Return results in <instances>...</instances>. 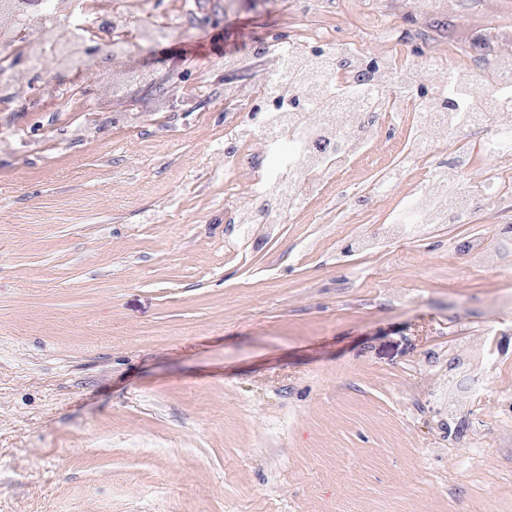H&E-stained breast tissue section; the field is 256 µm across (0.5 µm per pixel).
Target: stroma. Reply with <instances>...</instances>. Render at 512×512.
<instances>
[{
  "instance_id": "1",
  "label": "stroma",
  "mask_w": 512,
  "mask_h": 512,
  "mask_svg": "<svg viewBox=\"0 0 512 512\" xmlns=\"http://www.w3.org/2000/svg\"><path fill=\"white\" fill-rule=\"evenodd\" d=\"M200 2L134 48L142 84L49 66L34 108L0 112V512H512V257L458 250L512 224V201L347 252L448 162L367 193L408 151L404 117L276 237L235 223L228 185L275 157L235 151L249 117L225 87L264 83L306 27L376 60L389 45L366 0ZM391 16L424 64L489 18L512 29V0ZM167 72L186 105L165 112ZM114 81L119 106L62 96Z\"/></svg>"
}]
</instances>
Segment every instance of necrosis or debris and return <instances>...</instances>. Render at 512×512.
<instances>
[{"label":"necrosis or debris","instance_id":"obj_1","mask_svg":"<svg viewBox=\"0 0 512 512\" xmlns=\"http://www.w3.org/2000/svg\"><path fill=\"white\" fill-rule=\"evenodd\" d=\"M87 6L88 0H41L36 24L24 19L18 24L20 31L31 34L26 48L29 57L79 51L80 34L67 20ZM134 17L142 20L131 38L136 43L151 45L171 34L168 24L153 20L151 0H114L106 46L113 69L129 68L126 56L118 54L116 47L131 40L126 31ZM442 68L448 71L449 83L480 98L482 108L441 110L437 97H417V67L404 53L393 52L374 68L360 40L342 44L317 30L305 31L300 43L290 45L278 57L265 83L252 89L226 88V95L241 111L268 114L259 126L235 129L233 137L239 147L271 145L281 139L296 142L287 168L275 177L281 186V201L268 204L259 188L238 191L237 223L259 224L266 235L277 234L282 217L315 195L324 179L364 155L383 123L407 113L413 115L417 132L406 163L422 168L445 146L450 156L446 173L465 172L477 158L472 141L498 140L503 127L497 115L512 106V31L489 27L477 38L474 49L459 50L452 61L435 52L427 69ZM303 82L321 87L322 92L314 104V116L298 118L291 105ZM446 173H433L418 193L427 207L424 224L408 229L395 221L380 225L376 236L364 238V245L372 246L378 236L396 240L407 234L420 235L425 224L454 223L493 208L500 198L512 194V168L508 166L490 171L488 181L495 187L491 193L480 187L447 190Z\"/></svg>","mask_w":512,"mask_h":512}]
</instances>
